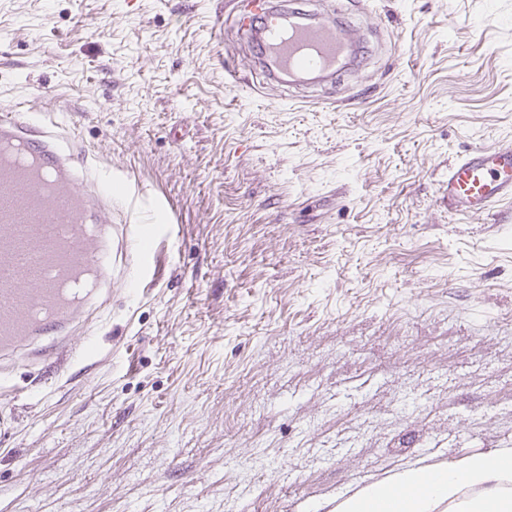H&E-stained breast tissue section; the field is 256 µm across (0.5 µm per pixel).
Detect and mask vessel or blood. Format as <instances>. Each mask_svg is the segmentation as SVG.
<instances>
[{
    "mask_svg": "<svg viewBox=\"0 0 512 512\" xmlns=\"http://www.w3.org/2000/svg\"><path fill=\"white\" fill-rule=\"evenodd\" d=\"M267 84L328 85L357 69L363 37L335 12L298 0H263L244 33ZM22 149L37 171L0 168V379L16 361L38 365L73 349L78 330L112 298L113 248L125 227L112 218L109 180L59 127L16 108L0 111V145ZM438 201L453 215H487L512 202V146L471 149L448 166ZM97 278L79 304L59 284L83 263Z\"/></svg>",
    "mask_w": 512,
    "mask_h": 512,
    "instance_id": "obj_1",
    "label": "vessel or blood"
}]
</instances>
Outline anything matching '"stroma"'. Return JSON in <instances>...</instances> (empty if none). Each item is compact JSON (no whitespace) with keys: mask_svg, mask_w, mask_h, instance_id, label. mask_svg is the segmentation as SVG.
<instances>
[{"mask_svg":"<svg viewBox=\"0 0 512 512\" xmlns=\"http://www.w3.org/2000/svg\"><path fill=\"white\" fill-rule=\"evenodd\" d=\"M0 0V107L126 184L107 311L15 364L0 512H331L512 447V205H439L512 144V0H332L369 45L264 85L237 0Z\"/></svg>","mask_w":512,"mask_h":512,"instance_id":"35a3bbf8","label":"stroma"}]
</instances>
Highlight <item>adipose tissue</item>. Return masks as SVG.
Segmentation results:
<instances>
[{
	"label": "adipose tissue",
	"mask_w": 512,
	"mask_h": 512,
	"mask_svg": "<svg viewBox=\"0 0 512 512\" xmlns=\"http://www.w3.org/2000/svg\"><path fill=\"white\" fill-rule=\"evenodd\" d=\"M512 512V448L460 457L453 465L413 464L368 484L334 512Z\"/></svg>",
	"instance_id": "adipose-tissue-1"
}]
</instances>
